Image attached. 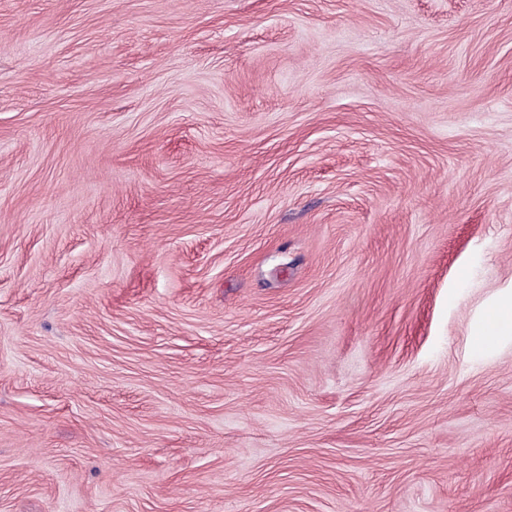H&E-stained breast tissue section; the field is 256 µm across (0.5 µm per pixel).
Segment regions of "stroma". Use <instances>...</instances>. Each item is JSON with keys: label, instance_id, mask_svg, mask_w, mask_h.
Listing matches in <instances>:
<instances>
[{"label": "stroma", "instance_id": "1", "mask_svg": "<svg viewBox=\"0 0 512 512\" xmlns=\"http://www.w3.org/2000/svg\"><path fill=\"white\" fill-rule=\"evenodd\" d=\"M512 0H0V512H512ZM492 316L474 336L475 344L480 348L491 346L499 337L512 333V296L499 301Z\"/></svg>", "mask_w": 512, "mask_h": 512}]
</instances>
